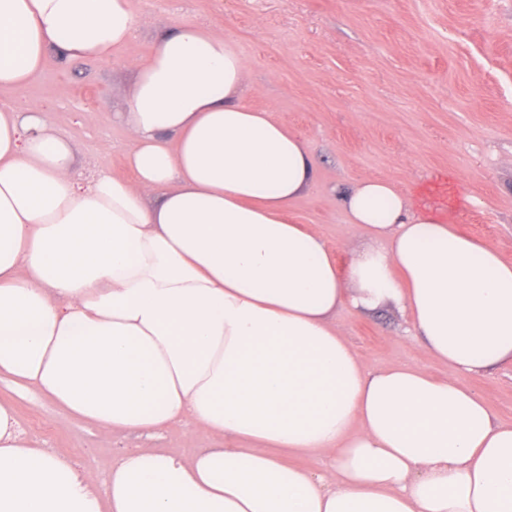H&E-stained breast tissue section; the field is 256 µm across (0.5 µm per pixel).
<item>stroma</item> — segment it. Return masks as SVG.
I'll return each mask as SVG.
<instances>
[{
  "mask_svg": "<svg viewBox=\"0 0 512 512\" xmlns=\"http://www.w3.org/2000/svg\"><path fill=\"white\" fill-rule=\"evenodd\" d=\"M145 23L108 61L58 62L27 91L73 152L78 177L122 176L133 143L117 123L130 98L131 61L182 22L224 34L246 61L248 105L271 112L318 161L314 182L288 206L293 223L337 249L339 266L366 241L340 193L368 177L405 193L447 182L456 225L512 256V0H134ZM332 320L373 370L395 363L451 377L409 336L391 303L337 308ZM495 418L512 423V363L464 375ZM26 437L103 474L127 448L185 456L222 446L184 424L154 435H104L36 395L0 381Z\"/></svg>",
  "mask_w": 512,
  "mask_h": 512,
  "instance_id": "35a3bbf8",
  "label": "stroma"
}]
</instances>
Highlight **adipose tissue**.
<instances>
[{
	"label": "adipose tissue",
	"instance_id": "ef3b65f1",
	"mask_svg": "<svg viewBox=\"0 0 512 512\" xmlns=\"http://www.w3.org/2000/svg\"><path fill=\"white\" fill-rule=\"evenodd\" d=\"M143 22L133 0H0V91L53 56L110 60ZM133 66L129 180L79 187L43 111L0 104V378L104 434L224 445L132 448L99 476L0 401V512H512V424L459 379L512 362V258L369 177L341 197L369 242L339 267L286 216L316 158L244 102L223 35L181 23ZM386 302L457 378L368 368L331 317Z\"/></svg>",
	"mask_w": 512,
	"mask_h": 512
}]
</instances>
